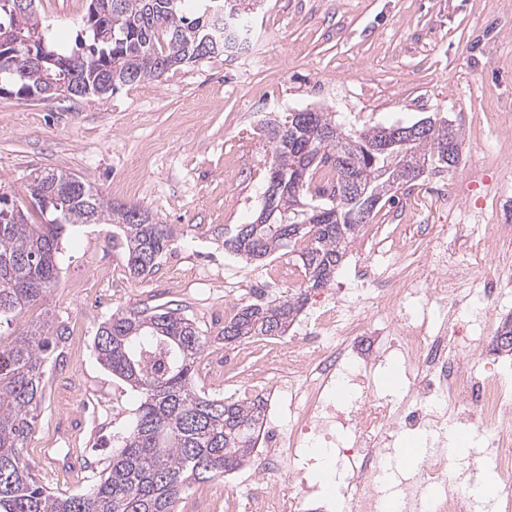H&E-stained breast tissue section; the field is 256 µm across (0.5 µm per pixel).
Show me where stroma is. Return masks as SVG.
<instances>
[{"label": "stroma", "mask_w": 512, "mask_h": 512, "mask_svg": "<svg viewBox=\"0 0 512 512\" xmlns=\"http://www.w3.org/2000/svg\"><path fill=\"white\" fill-rule=\"evenodd\" d=\"M90 0H37L53 40L73 46ZM250 48L121 87L101 100L0 95V195L41 223L27 192L36 170L63 168L106 199L148 209L175 237L158 270L131 278L108 224L65 231L57 285L24 310L10 331L46 319L57 346L44 362L43 398L25 450L32 474L58 497L95 484L126 434L140 395L104 368L94 339L119 309L179 306L210 341L198 388L223 398L226 285L259 277L224 250L226 226L250 222L265 190L270 146L264 129L285 112L325 108L361 129L447 117L463 133L458 164L397 191L375 217L384 233L409 232L398 256H378V272L413 274L434 238L468 211L495 214L488 190L512 195V172L498 160L499 123L512 117V7L503 0H263ZM457 184L451 206L437 184ZM44 448H76L77 469L62 472Z\"/></svg>", "instance_id": "1"}]
</instances>
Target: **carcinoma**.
<instances>
[{"mask_svg": "<svg viewBox=\"0 0 512 512\" xmlns=\"http://www.w3.org/2000/svg\"><path fill=\"white\" fill-rule=\"evenodd\" d=\"M97 0L75 47L49 44L36 8L20 14L16 0H0V29L37 35L47 45L44 71L26 78L0 63V94L28 97L46 85L77 82L81 96L105 99L123 85L158 80L179 66L234 49L247 41L243 20L254 0ZM271 157L257 217L224 231V251L259 264L285 247L298 248L304 278L283 300L248 303L224 320V347L281 337L313 292L336 277L359 227L416 172H443L460 159V129L430 120L426 133L385 154L373 150L378 127L348 130L336 113L285 112L268 125ZM29 197L46 224L25 215L0 225V324L44 300L57 277V256L68 224H110L134 279L154 272L173 230L143 211L136 219L85 184L53 168L34 177ZM48 323L0 337V512H175L185 490L233 472L250 461L266 402L255 396L211 398L195 385L208 344L178 308L160 312L118 309L98 329L99 362L142 394L119 451L92 491L66 498L50 494L31 476L24 449L42 398L44 356L53 345Z\"/></svg>", "mask_w": 512, "mask_h": 512, "instance_id": "carcinoma-1", "label": "carcinoma"}]
</instances>
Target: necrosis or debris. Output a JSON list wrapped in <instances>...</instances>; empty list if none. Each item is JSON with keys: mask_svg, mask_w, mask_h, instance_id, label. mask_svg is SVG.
<instances>
[{"mask_svg": "<svg viewBox=\"0 0 512 512\" xmlns=\"http://www.w3.org/2000/svg\"><path fill=\"white\" fill-rule=\"evenodd\" d=\"M493 206L494 224L484 225L476 210L440 235L426 271L378 277L362 265L356 295L318 300L303 335L260 337L237 349L235 361L253 363L251 388L274 394L278 412L266 422L263 457L233 484L215 487L208 512H388L392 497L403 512H475L474 497L449 479L448 428L462 421L486 432L504 483L500 506L512 512V392L472 365L512 288V196L494 195ZM477 232L494 273L473 304L474 266L448 240ZM391 356L406 380L394 401L377 397L374 385ZM404 430L418 432L426 451L412 477L382 489L384 450ZM327 454L345 475L337 499L297 481Z\"/></svg>", "mask_w": 512, "mask_h": 512, "instance_id": "obj_1", "label": "necrosis or debris"}]
</instances>
